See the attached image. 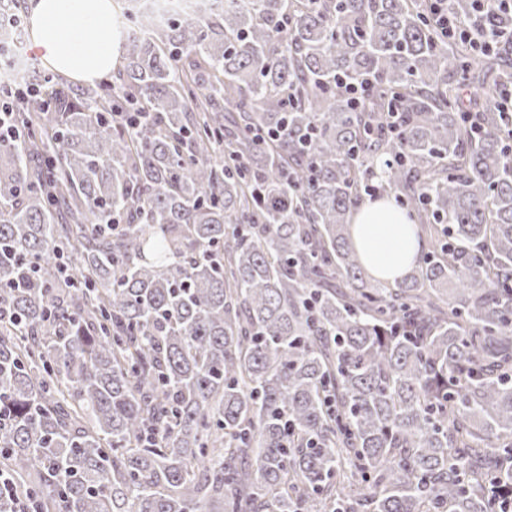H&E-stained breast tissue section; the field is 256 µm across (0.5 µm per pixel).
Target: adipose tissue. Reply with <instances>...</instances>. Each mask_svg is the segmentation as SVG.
<instances>
[{
    "instance_id": "obj_1",
    "label": "adipose tissue",
    "mask_w": 512,
    "mask_h": 512,
    "mask_svg": "<svg viewBox=\"0 0 512 512\" xmlns=\"http://www.w3.org/2000/svg\"><path fill=\"white\" fill-rule=\"evenodd\" d=\"M113 0H36L30 33L40 60L85 82L112 70L121 41L112 28ZM383 199L364 201L352 218L351 236L375 276L403 277L425 246L415 225L392 218Z\"/></svg>"
}]
</instances>
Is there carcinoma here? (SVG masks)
Segmentation results:
<instances>
[{
  "label": "carcinoma",
  "mask_w": 512,
  "mask_h": 512,
  "mask_svg": "<svg viewBox=\"0 0 512 512\" xmlns=\"http://www.w3.org/2000/svg\"><path fill=\"white\" fill-rule=\"evenodd\" d=\"M112 24V80L47 86L0 146V471L38 512H498L512 65L419 0ZM370 187L431 238L393 283L352 242Z\"/></svg>",
  "instance_id": "1"
}]
</instances>
